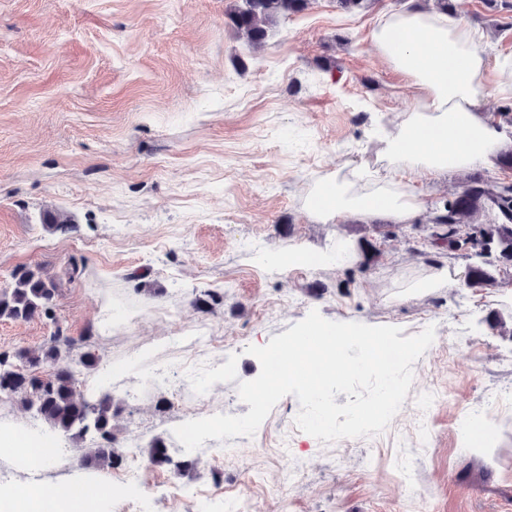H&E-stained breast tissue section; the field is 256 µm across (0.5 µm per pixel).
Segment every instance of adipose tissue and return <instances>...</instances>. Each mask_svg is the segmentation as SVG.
I'll use <instances>...</instances> for the list:
<instances>
[{"mask_svg":"<svg viewBox=\"0 0 512 512\" xmlns=\"http://www.w3.org/2000/svg\"><path fill=\"white\" fill-rule=\"evenodd\" d=\"M481 36L462 18L411 8L384 16L372 32L375 51L407 74L423 95L418 104L383 132V170L358 164L323 179L309 200V212L327 223L355 216L412 221L423 207L414 174H442L476 166L494 167L505 131L481 113L483 100L512 97V58L488 63ZM496 70L488 83V70ZM56 444L24 432L0 429V459L18 464L26 483L0 486V512H93L99 483L76 477L65 489L46 493L37 479L48 468Z\"/></svg>","mask_w":512,"mask_h":512,"instance_id":"ef3b65f1","label":"adipose tissue"}]
</instances>
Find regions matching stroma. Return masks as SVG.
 Instances as JSON below:
<instances>
[{"label": "stroma", "mask_w": 512, "mask_h": 512, "mask_svg": "<svg viewBox=\"0 0 512 512\" xmlns=\"http://www.w3.org/2000/svg\"><path fill=\"white\" fill-rule=\"evenodd\" d=\"M232 2L0 0V293L23 269L58 288L51 316L0 318V353L61 332L84 394L114 367L119 459L98 473L103 512H127L134 470L140 512H512V264L487 255L484 287L427 285L475 261L432 246L436 208L473 179L512 183V167L415 176L424 209L410 224L315 221V185L375 162L377 124L420 97L371 42L408 0H312L257 51L230 25ZM448 13L484 32L489 61L512 56V0H448ZM49 212L64 229L44 226ZM340 237L354 246L344 264L264 263ZM314 309L406 337L434 327L387 428L328 444L295 432L287 395L224 454L180 448L177 425L248 412L237 387L261 364L247 346ZM87 352L97 369L81 365ZM158 367L165 382L147 384ZM427 387L441 397L422 417ZM157 442L171 463H152ZM92 443L60 438L44 490L83 473Z\"/></svg>", "instance_id": "obj_1"}]
</instances>
